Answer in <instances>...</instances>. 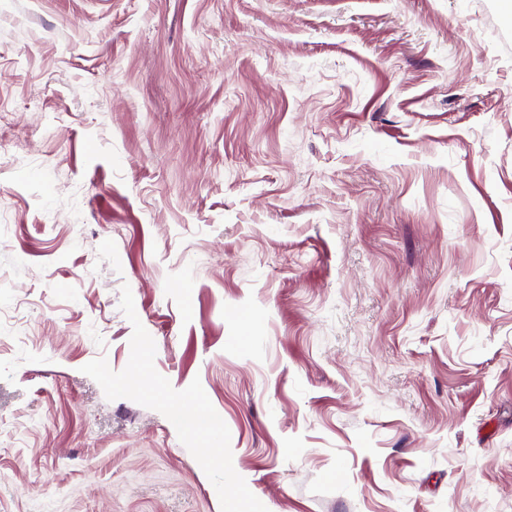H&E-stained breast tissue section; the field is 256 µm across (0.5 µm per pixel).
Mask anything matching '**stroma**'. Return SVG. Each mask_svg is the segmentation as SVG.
<instances>
[{"mask_svg": "<svg viewBox=\"0 0 512 512\" xmlns=\"http://www.w3.org/2000/svg\"><path fill=\"white\" fill-rule=\"evenodd\" d=\"M0 109V512H512L501 0H0Z\"/></svg>", "mask_w": 512, "mask_h": 512, "instance_id": "35a3bbf8", "label": "stroma"}]
</instances>
